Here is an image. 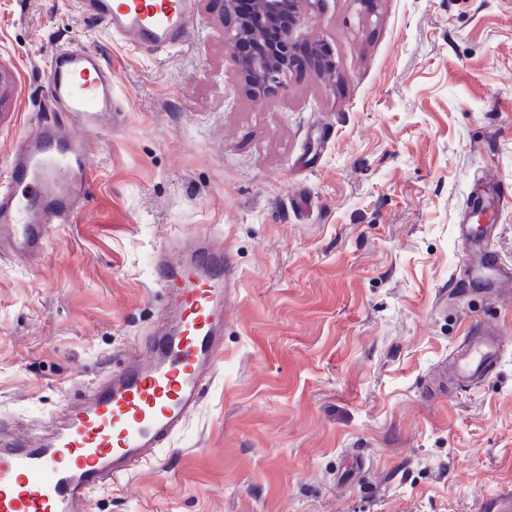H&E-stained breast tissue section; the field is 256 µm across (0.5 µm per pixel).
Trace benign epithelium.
Segmentation results:
<instances>
[{"label": "benign epithelium", "mask_w": 512, "mask_h": 512, "mask_svg": "<svg viewBox=\"0 0 512 512\" xmlns=\"http://www.w3.org/2000/svg\"><path fill=\"white\" fill-rule=\"evenodd\" d=\"M225 43L247 94L265 99L268 91L284 87L305 67L329 66L315 46L300 53L294 31L314 0H221Z\"/></svg>", "instance_id": "1"}]
</instances>
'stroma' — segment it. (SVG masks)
I'll list each match as a JSON object with an SVG mask.
<instances>
[{
	"instance_id": "stroma-1",
	"label": "stroma",
	"mask_w": 512,
	"mask_h": 512,
	"mask_svg": "<svg viewBox=\"0 0 512 512\" xmlns=\"http://www.w3.org/2000/svg\"><path fill=\"white\" fill-rule=\"evenodd\" d=\"M186 44L134 53L76 0H0V174L52 119L46 63L79 40L120 117L44 257L0 258V424L48 437L167 295L161 247L209 234L237 271L224 348L157 461L87 512H479L512 495V285L471 278L457 227L477 178L512 186V0H318L323 43L256 102L195 0ZM504 351L472 389L431 383L476 323Z\"/></svg>"
}]
</instances>
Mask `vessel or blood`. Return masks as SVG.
<instances>
[{
    "label": "vessel or blood",
    "instance_id": "b4317fda",
    "mask_svg": "<svg viewBox=\"0 0 512 512\" xmlns=\"http://www.w3.org/2000/svg\"><path fill=\"white\" fill-rule=\"evenodd\" d=\"M82 11L133 51L181 45L194 17L193 0H79ZM46 76L60 120L42 122L25 136L0 177V246L41 257L53 225L72 219L91 185L89 141L66 136L65 122L98 128L111 115L112 68L81 43L56 48ZM508 193L488 176L476 183L469 209L487 216L463 224L458 240L479 276L512 284V265L491 251ZM157 282L170 294L172 327L152 336L144 356H133L98 385L84 405L67 411L53 435L0 445V512H84L104 482L129 477L156 459L187 423L223 349L224 298L236 283L222 244L196 238L179 255L155 256ZM501 355L498 331L477 328L440 365V377L461 387L483 382Z\"/></svg>",
    "mask_w": 512,
    "mask_h": 512
}]
</instances>
